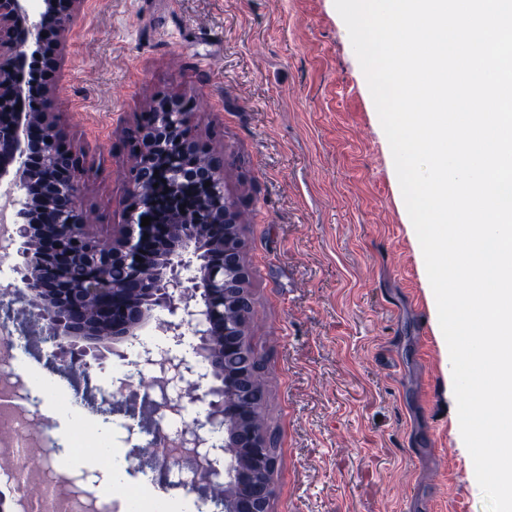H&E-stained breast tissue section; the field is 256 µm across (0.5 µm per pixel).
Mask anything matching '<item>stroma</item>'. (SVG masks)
Segmentation results:
<instances>
[{"instance_id": "obj_1", "label": "stroma", "mask_w": 512, "mask_h": 512, "mask_svg": "<svg viewBox=\"0 0 512 512\" xmlns=\"http://www.w3.org/2000/svg\"><path fill=\"white\" fill-rule=\"evenodd\" d=\"M52 91L89 176L93 224H124L132 135L158 96L197 104L240 212L277 437L271 512H486L462 446L449 350L389 142L334 0H82ZM32 452L98 506L167 474L131 459L124 410L93 420L68 391L23 386ZM95 452L69 458L75 436Z\"/></svg>"}]
</instances>
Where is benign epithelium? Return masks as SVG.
I'll return each mask as SVG.
<instances>
[{
	"label": "benign epithelium",
	"instance_id": "1",
	"mask_svg": "<svg viewBox=\"0 0 512 512\" xmlns=\"http://www.w3.org/2000/svg\"><path fill=\"white\" fill-rule=\"evenodd\" d=\"M80 0H42L33 16L27 0H0V46L8 45V58L0 55V190L15 194L13 243L16 277L0 290L22 303L29 327L50 336L54 356L67 369L77 364H100L103 344L132 338L155 320L172 345L181 344L185 329L199 339L197 360L212 369L216 383L206 385L209 413L182 435L184 443L204 448L205 433L213 428L231 431L248 444L269 468L268 440L241 429L233 412L225 409L224 360L245 356L243 318L251 317L254 302L249 289L250 273L242 262L245 246L217 243L214 233L237 223L236 204L216 210L203 203L196 223L187 218L172 224L141 226L136 216L147 217L154 202L148 192L153 179L149 168H133L129 175L130 223L119 224L102 235L85 223L79 204L83 169L65 145L58 123L57 104L44 88L38 112H21L16 105L29 95L23 80L30 56H39L44 78L56 67L59 40L73 22ZM156 120L135 135L139 153L148 154L156 144L172 140L179 150L198 140L191 105L162 96L156 100ZM175 175H190L210 183L213 195L224 196V165H200L190 171L175 165ZM141 257L138 262L135 257ZM236 299L241 317L228 318L225 305ZM156 375L151 385L161 392L155 412L179 405L166 396L170 383L186 380L191 362L167 350H151L141 356ZM224 483L239 477L231 444L224 443ZM181 466L194 472L190 490L203 503L224 497V512H271L269 487L242 488L235 497L223 496L222 484L213 479L214 462L199 455L184 458Z\"/></svg>",
	"mask_w": 512,
	"mask_h": 512
}]
</instances>
